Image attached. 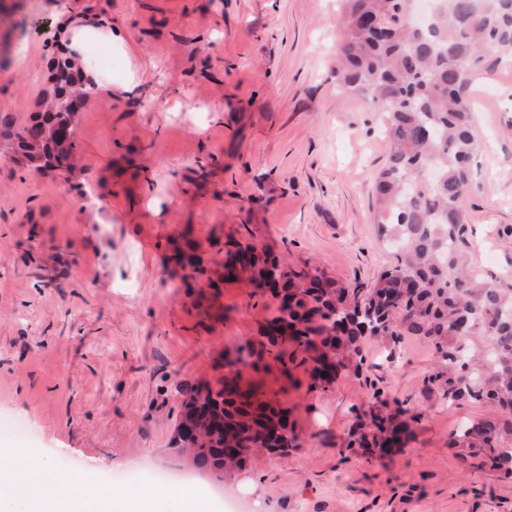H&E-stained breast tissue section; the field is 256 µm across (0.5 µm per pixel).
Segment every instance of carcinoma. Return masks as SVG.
Masks as SVG:
<instances>
[{"label":"carcinoma","instance_id":"1","mask_svg":"<svg viewBox=\"0 0 512 512\" xmlns=\"http://www.w3.org/2000/svg\"><path fill=\"white\" fill-rule=\"evenodd\" d=\"M433 2L428 23L416 27L410 0H342L332 77L383 114L389 150L374 182L372 219L393 261L371 287H346L311 262L289 264L264 247L252 224L224 240L225 276L205 264L188 233L171 240L173 258L194 268V282L184 286L200 302L247 272L252 306L273 315L279 308L262 291L268 267L288 291V330H269L264 320L252 360L243 359L244 344L224 350V384L208 388L199 405L182 404L183 432L171 444L192 466L225 473L243 467L247 454L224 458L227 441L246 449L299 447L290 409L258 386L241 387L243 375L275 362L288 377L305 375L307 390L326 392L330 370L360 369L365 340L409 333L435 349L430 381L448 404L500 409L496 420L463 425L451 444L467 449L479 466L512 475V290L468 266L464 207L481 146L469 87L478 71L512 59V0ZM52 70L42 110L20 124L0 117V138L10 161L67 177L76 169L75 112L88 88L67 59ZM380 394L373 388L345 439V447L369 457L395 454L421 418L409 399H395L391 409Z\"/></svg>","mask_w":512,"mask_h":512}]
</instances>
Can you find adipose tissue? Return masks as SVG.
<instances>
[{
    "label": "adipose tissue",
    "instance_id": "1",
    "mask_svg": "<svg viewBox=\"0 0 512 512\" xmlns=\"http://www.w3.org/2000/svg\"><path fill=\"white\" fill-rule=\"evenodd\" d=\"M19 454L16 448H0V488L23 501V512H160L162 498L154 488L133 496L103 489L95 479L100 463L65 475L45 461L23 472L15 464Z\"/></svg>",
    "mask_w": 512,
    "mask_h": 512
}]
</instances>
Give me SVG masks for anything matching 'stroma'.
I'll return each mask as SVG.
<instances>
[{"label": "stroma", "mask_w": 512, "mask_h": 512, "mask_svg": "<svg viewBox=\"0 0 512 512\" xmlns=\"http://www.w3.org/2000/svg\"><path fill=\"white\" fill-rule=\"evenodd\" d=\"M337 0H0V116L22 121L49 83L56 47L81 15L119 29L98 71L112 79L75 115L83 169L65 178L0 157V445L64 473L103 459L102 483L135 493L156 472L187 466L171 445L182 386L211 381L224 349L256 334L265 312L248 284L225 285L199 315L169 260L191 229L205 255L212 231L257 227L260 241L338 282L371 285L392 261L372 222L387 158L382 115L330 77ZM136 94L120 86L127 72ZM482 150L465 200L466 249L483 278L512 284V70L471 88ZM208 162L206 179L188 167ZM92 188L93 206L82 200ZM153 238L144 252L141 238ZM361 372L327 392L295 388L278 369L255 380L294 405L302 440L287 455L255 450L197 491L212 512L227 498L252 512H512V479L451 447L487 405L448 404L420 337L369 341ZM374 380L422 418L392 457L366 460L343 441Z\"/></svg>", "instance_id": "obj_1"}]
</instances>
